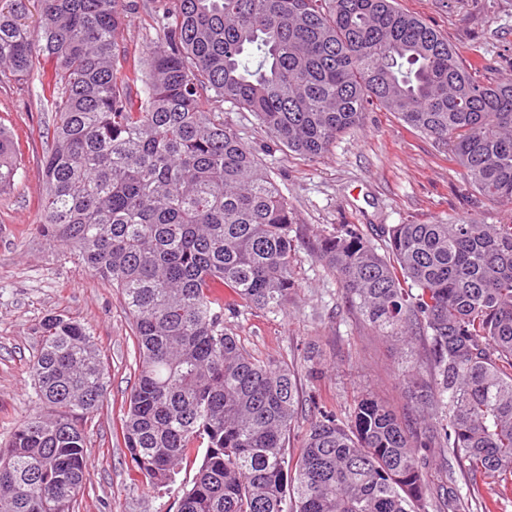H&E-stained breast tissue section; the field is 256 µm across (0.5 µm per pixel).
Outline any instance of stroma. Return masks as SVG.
<instances>
[{
  "mask_svg": "<svg viewBox=\"0 0 512 512\" xmlns=\"http://www.w3.org/2000/svg\"><path fill=\"white\" fill-rule=\"evenodd\" d=\"M162 2L133 0L119 34L130 51L144 54L156 41L152 15ZM399 2L464 55L481 56L489 77H512V0ZM223 116L293 209L298 284L281 310L241 306L225 314V328L254 354L293 364L302 416H310L318 402L350 412L365 392L406 408L410 397L401 372L423 356L422 345L407 347L358 320L339 282L316 257L320 238L351 224L381 248L396 224H504L512 221V208L476 200L447 149L378 107L317 159L280 146L252 113L228 104ZM52 120L39 80L22 92L0 89V123L16 133L23 159L14 182L0 189V445L34 406L40 322L50 313L73 318L90 328L107 370L106 399L87 422L86 485L75 512H176L197 463L184 465L169 486L153 488L132 480L127 450L115 435L137 376L131 323L118 293L80 271L69 250L36 231L44 193L37 162Z\"/></svg>",
  "mask_w": 512,
  "mask_h": 512,
  "instance_id": "obj_1",
  "label": "stroma"
}]
</instances>
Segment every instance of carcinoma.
Returning a JSON list of instances; mask_svg holds the SVG:
<instances>
[{
  "label": "carcinoma",
  "instance_id": "1",
  "mask_svg": "<svg viewBox=\"0 0 512 512\" xmlns=\"http://www.w3.org/2000/svg\"><path fill=\"white\" fill-rule=\"evenodd\" d=\"M36 2L32 29L23 0H0V88L50 62L38 229L131 317L137 379L119 433L132 474L163 487L203 453L178 512H463L458 472L480 512H499L512 498V223L396 224L382 254L349 225L320 239L350 309L421 336L429 360L402 373L405 413L370 394L347 416L322 404L291 456L295 371L226 331L224 290L234 306L288 303L293 212L220 113L251 112L315 159L381 107L511 208L512 78H480V57L398 0H167L143 57L116 38L130 0ZM18 168L0 130V187ZM39 336L34 409L0 447V512H74L85 424L106 393L88 327L50 314ZM437 456L439 490L426 478ZM482 478L499 498L480 495Z\"/></svg>",
  "mask_w": 512,
  "mask_h": 512
}]
</instances>
